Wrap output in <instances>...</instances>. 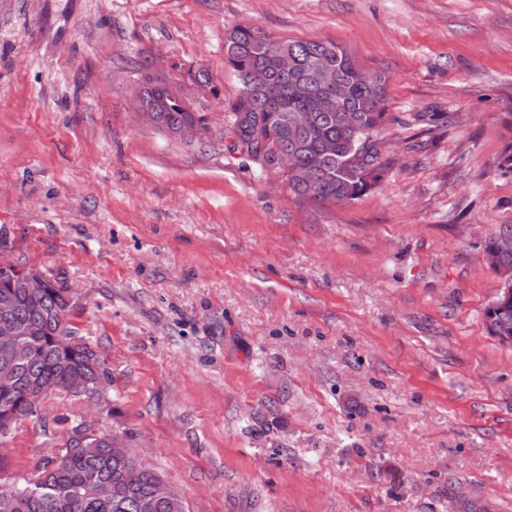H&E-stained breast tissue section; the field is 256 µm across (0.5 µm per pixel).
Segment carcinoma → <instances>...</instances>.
I'll return each mask as SVG.
<instances>
[{"mask_svg":"<svg viewBox=\"0 0 512 512\" xmlns=\"http://www.w3.org/2000/svg\"><path fill=\"white\" fill-rule=\"evenodd\" d=\"M225 63L237 77L240 89L227 112L236 135L250 142L254 125L243 115L262 112L270 116L269 148L293 144L301 154V164L314 168L319 185L313 195L297 175L288 176V185L298 197L317 204L328 203L338 195L356 200L382 178L375 148L376 136L390 122L386 105L389 75L360 64L344 47L331 41L285 40L248 24H238L224 35ZM277 57L271 68L270 93L251 91L245 73L269 56ZM317 60L336 72L338 83L346 91L345 101L331 110L316 109L314 100L322 94L315 73L307 62ZM197 87L217 92L210 72L198 68L190 74ZM145 86L137 96L140 104L154 109L163 125L179 131L183 139H192L205 129L206 118L187 110V100L167 83L144 78ZM310 109L306 129L292 132L288 116L296 110ZM336 143V152L321 155L322 141ZM9 312L16 318L35 324L33 334L24 337V354L8 357L0 352V374L6 372L11 386L0 390V407L8 402L16 416L0 412V435L18 422L35 418L24 402L25 393L47 384L65 387L68 378L82 374L90 388H96L106 374L105 359L90 344L79 338L62 343L61 336H74L70 316L72 300L66 287L55 278L39 296H30L10 282H0V316ZM492 321L489 335L512 343V300L497 301L485 311ZM85 447L72 444L66 452L48 460L39 477L24 486L0 478V502L10 497L9 507L0 512H184L176 495L170 501L152 499L160 476L145 461L122 454L107 441V436L89 433Z\"/></svg>","mask_w":512,"mask_h":512,"instance_id":"obj_1","label":"carcinoma"}]
</instances>
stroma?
<instances>
[{"mask_svg": "<svg viewBox=\"0 0 512 512\" xmlns=\"http://www.w3.org/2000/svg\"><path fill=\"white\" fill-rule=\"evenodd\" d=\"M241 23L389 73L378 185L316 205L233 148ZM148 70L200 137L137 122ZM510 143L512 0H0V255L72 289L108 370L1 436L0 477L33 479L82 422L185 512H512L483 258L512 225Z\"/></svg>", "mask_w": 512, "mask_h": 512, "instance_id": "stroma-1", "label": "stroma"}]
</instances>
